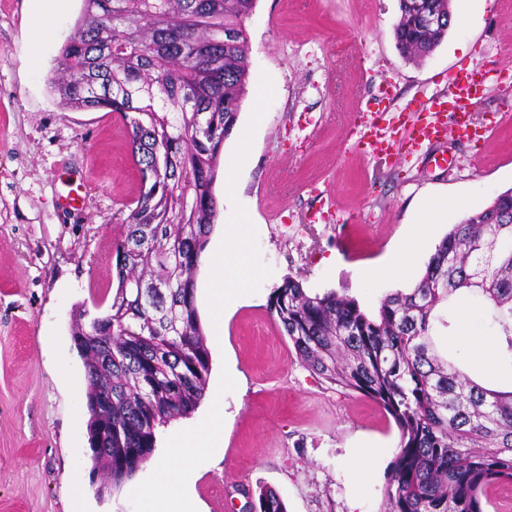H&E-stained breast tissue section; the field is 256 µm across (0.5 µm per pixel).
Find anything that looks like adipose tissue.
I'll use <instances>...</instances> for the list:
<instances>
[{
    "instance_id": "1",
    "label": "adipose tissue",
    "mask_w": 512,
    "mask_h": 512,
    "mask_svg": "<svg viewBox=\"0 0 512 512\" xmlns=\"http://www.w3.org/2000/svg\"><path fill=\"white\" fill-rule=\"evenodd\" d=\"M208 264L212 334L220 338L224 335V310L237 302L248 278L243 243H216ZM223 408L222 396H214L210 416L193 433L171 438L169 451L156 458L155 481L141 490L142 495L155 502V512H167L166 505L172 500L183 502L184 512H197L189 486L196 462L212 457L215 449L224 443Z\"/></svg>"
}]
</instances>
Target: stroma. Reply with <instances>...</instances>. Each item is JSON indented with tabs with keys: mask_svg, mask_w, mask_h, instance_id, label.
Returning a JSON list of instances; mask_svg holds the SVG:
<instances>
[{
	"mask_svg": "<svg viewBox=\"0 0 512 512\" xmlns=\"http://www.w3.org/2000/svg\"><path fill=\"white\" fill-rule=\"evenodd\" d=\"M59 21L42 43L32 26L41 0H0V512H72L79 488L87 512H152L134 479L99 494L85 420L71 403L86 391L71 338L76 308L103 313L116 288L115 241L140 176L120 115L65 112L49 87L81 0H58ZM444 41L420 62L396 46L399 0H257L246 22L250 83L237 135L233 188L216 180L219 215L211 241H244L250 277L209 332L206 266L196 306L208 333L206 390L224 391V446L202 462L192 496L203 512H241L240 488L276 490L288 512H381L397 426L373 401L344 394L289 350L269 310L286 276L307 291L337 290L370 311L413 288L453 224L512 188V0H452ZM477 63L485 92L465 135L424 141L389 159L364 151L359 130L373 113L426 120L421 103L441 101L448 77ZM447 207L420 225L424 196ZM75 196L74 206L65 199ZM247 216L234 223L232 213ZM411 248L400 277L360 278L361 268ZM468 346L449 345L474 379L512 384V369H485L470 348L490 343L478 320Z\"/></svg>",
	"mask_w": 512,
	"mask_h": 512,
	"instance_id": "obj_1",
	"label": "stroma"
}]
</instances>
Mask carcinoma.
<instances>
[{
  "mask_svg": "<svg viewBox=\"0 0 512 512\" xmlns=\"http://www.w3.org/2000/svg\"><path fill=\"white\" fill-rule=\"evenodd\" d=\"M256 0H83L61 46L52 92L68 111L119 114L148 172L122 221L117 285L106 312L73 316L85 368L93 469L110 486L155 451L156 430L204 397L210 352L195 305V273L218 217L214 184L250 70L245 21ZM445 18L431 29L418 14ZM395 38L421 61L448 34L451 0H400ZM453 297L473 300L512 368V189L453 225L414 288L374 313L335 290L306 291L287 276L269 301L298 361L342 393L369 398L394 420L399 448L383 512H488L512 483V389L463 374L439 345ZM258 512H287L261 487Z\"/></svg>",
  "mask_w": 512,
  "mask_h": 512,
  "instance_id": "cac0c4a2",
  "label": "carcinoma"
}]
</instances>
